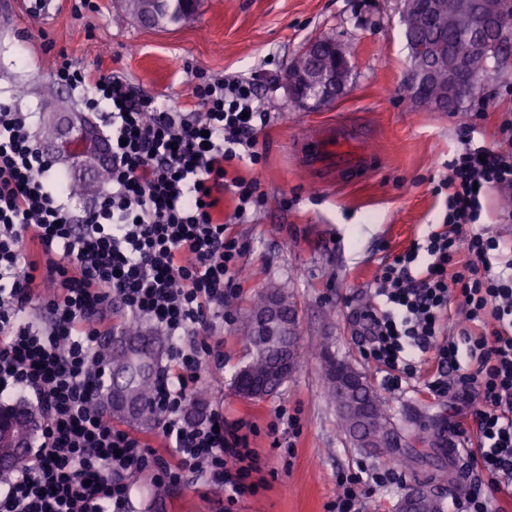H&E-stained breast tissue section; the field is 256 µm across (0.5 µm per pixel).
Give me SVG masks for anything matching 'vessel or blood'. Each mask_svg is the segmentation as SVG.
Wrapping results in <instances>:
<instances>
[{"label":"vessel or blood","instance_id":"vessel-or-blood-1","mask_svg":"<svg viewBox=\"0 0 512 512\" xmlns=\"http://www.w3.org/2000/svg\"><path fill=\"white\" fill-rule=\"evenodd\" d=\"M300 163L316 175L360 174L372 167L378 157L368 147L367 135L344 125L321 127L299 146Z\"/></svg>","mask_w":512,"mask_h":512}]
</instances>
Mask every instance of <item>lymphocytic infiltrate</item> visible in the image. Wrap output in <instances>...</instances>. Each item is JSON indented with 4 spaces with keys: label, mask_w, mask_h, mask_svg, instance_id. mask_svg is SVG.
I'll list each match as a JSON object with an SVG mask.
<instances>
[{
    "label": "lymphocytic infiltrate",
    "mask_w": 512,
    "mask_h": 512,
    "mask_svg": "<svg viewBox=\"0 0 512 512\" xmlns=\"http://www.w3.org/2000/svg\"><path fill=\"white\" fill-rule=\"evenodd\" d=\"M54 80L79 92L88 111L107 108L111 179L91 206L73 207L31 113L0 104V395L35 396L41 413L40 443L0 493V512H133L142 474L165 488L195 474L231 504L253 496L254 424L226 417L220 403L194 420L188 403L203 365L224 364L216 330L245 285L246 245L231 227L266 201L255 174L270 122L259 76L201 79L186 107L139 93L118 73L68 62ZM501 134L493 148L463 136L440 183V228L384 264L375 301L361 313L388 389L428 360L427 393L473 409L477 442L468 455L493 492L467 491L457 512H501L496 495L512 496V257L502 258L482 228L491 192L512 189V125ZM232 162L250 177L229 176ZM224 191L235 201L227 219L217 214ZM42 281L54 291L40 293ZM113 299L169 340L152 398L159 449L114 425L103 400L107 363L98 348L115 333ZM34 307L43 321L30 318Z\"/></svg>",
    "instance_id": "f902f5d3"
}]
</instances>
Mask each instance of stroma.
I'll list each match as a JSON object with an SVG mask.
<instances>
[{
  "mask_svg": "<svg viewBox=\"0 0 512 512\" xmlns=\"http://www.w3.org/2000/svg\"><path fill=\"white\" fill-rule=\"evenodd\" d=\"M57 2L46 17H0V103L32 113L35 130L43 129L48 113L42 87L66 60L120 73L138 90L176 104L186 101L200 72L221 78L259 71L267 79L262 94L272 121L261 134L267 202L253 223L232 227L248 244L243 273L249 284L228 304L224 366L204 371L200 400L223 403L226 415L255 424L251 442L264 462L253 475L259 489L229 507L222 490L193 477L163 490L144 478L132 497L140 512H327L337 473L385 466L382 456L358 448L338 429L319 359L303 360L263 399L236 395L234 377L248 359L250 304L272 287L293 297L304 349L328 343L337 360L363 375L421 455L403 469L401 484L361 485L372 512H398L402 498L423 485L450 512L464 492L486 488L448 433L456 422L472 423L470 407L412 387L387 390L381 370L364 356L370 338L355 309L368 300L381 266L439 224L445 198L434 188L463 130L484 132L490 147L502 121L512 120V43L482 82L487 110L472 101L462 112H431L408 101L400 0H200L193 16L161 28L126 16L123 0H94V9L81 11L75 0ZM325 35L336 36L348 52L351 77L334 103L298 108L285 72L304 43ZM336 123L370 131L377 168L358 178L318 181L299 163L295 144ZM282 409L295 417V427L278 420Z\"/></svg>",
  "mask_w": 512,
  "mask_h": 512,
  "instance_id": "35a3bbf8",
  "label": "stroma"
}]
</instances>
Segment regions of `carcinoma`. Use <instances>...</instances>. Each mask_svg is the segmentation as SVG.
Segmentation results:
<instances>
[{
	"label": "carcinoma",
	"instance_id": "1",
	"mask_svg": "<svg viewBox=\"0 0 512 512\" xmlns=\"http://www.w3.org/2000/svg\"><path fill=\"white\" fill-rule=\"evenodd\" d=\"M438 11L429 18L419 22L420 0H404L402 18H414L411 26L405 28V38L411 51L421 46H432L437 55L448 58L463 57L468 60L472 79L458 85L457 89L447 95L442 93V86L448 84V74L437 73L436 81L431 84L423 97L410 98L418 107L432 112H460L481 91V81L490 70V63L497 60L503 46L512 41V14L505 15L497 22L490 23L484 37V47L476 49L469 38L471 25L484 17L490 5L485 0H439ZM181 19L176 3L169 4L165 11H155L150 17V26L162 27ZM276 297L283 314L297 319L296 304L288 292L274 288L260 294L255 300L252 313L262 309L267 299ZM293 342L280 345L271 344L256 330H249L245 337L250 359L245 371H240L234 379L236 393L244 398H262L273 394L285 381L279 373V367L288 365L298 368L301 362L300 336L294 333ZM103 356L112 359V390L121 393L131 404L132 411L126 421L137 425H154L158 415L151 405L156 377L154 371L158 364L156 342L146 335V331L137 325L129 329V337L122 340V345L111 346L105 342L101 345ZM318 355L322 360L327 394L331 401H336L342 389L341 378L351 370L342 361L331 354L328 344L319 347ZM352 398L363 409L364 423L367 428L371 448L379 451L386 459L397 461L402 465L412 459L401 453L398 435L395 431L383 402L369 388L355 393ZM16 416L10 424L12 433L19 437L21 444L9 447L8 441L0 445V455L6 465L0 467V473L21 470L28 465L27 448L36 436V424L33 412L22 408L15 409Z\"/></svg>",
	"mask_w": 512,
	"mask_h": 512
}]
</instances>
